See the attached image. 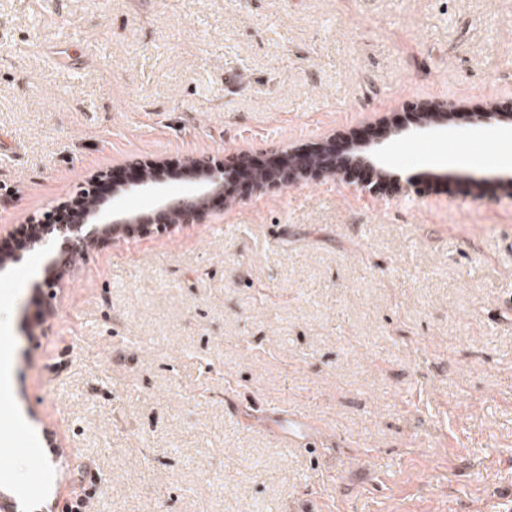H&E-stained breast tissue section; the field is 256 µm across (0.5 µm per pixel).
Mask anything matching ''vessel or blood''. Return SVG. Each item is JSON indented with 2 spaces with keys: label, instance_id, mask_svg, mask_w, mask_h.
<instances>
[{
  "label": "vessel or blood",
  "instance_id": "vessel-or-blood-1",
  "mask_svg": "<svg viewBox=\"0 0 512 512\" xmlns=\"http://www.w3.org/2000/svg\"><path fill=\"white\" fill-rule=\"evenodd\" d=\"M254 423L286 446L312 448L323 444L322 432L306 417L271 402L253 401Z\"/></svg>",
  "mask_w": 512,
  "mask_h": 512
}]
</instances>
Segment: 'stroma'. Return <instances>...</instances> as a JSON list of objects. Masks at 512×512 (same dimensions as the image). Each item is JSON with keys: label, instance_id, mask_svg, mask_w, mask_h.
Wrapping results in <instances>:
<instances>
[{"label": "stroma", "instance_id": "stroma-1", "mask_svg": "<svg viewBox=\"0 0 512 512\" xmlns=\"http://www.w3.org/2000/svg\"><path fill=\"white\" fill-rule=\"evenodd\" d=\"M512 102V0H0V225L129 157L280 151L410 102ZM512 135L388 168L502 177ZM0 273V493L69 512H512V184L322 179ZM330 436L287 448L237 389ZM66 448L55 462L48 440Z\"/></svg>", "mask_w": 512, "mask_h": 512}]
</instances>
